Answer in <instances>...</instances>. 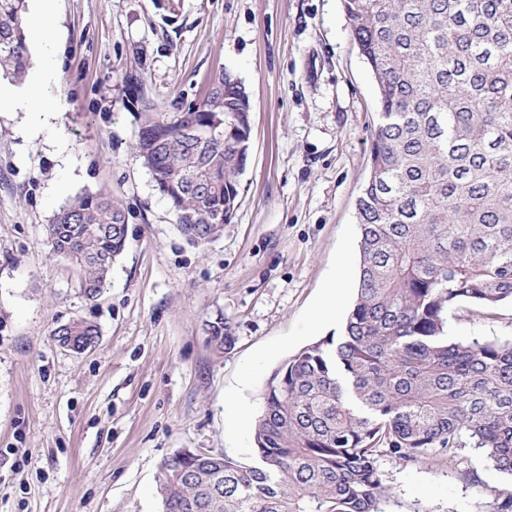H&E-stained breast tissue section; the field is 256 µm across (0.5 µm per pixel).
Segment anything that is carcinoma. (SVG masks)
Masks as SVG:
<instances>
[{"instance_id":"carcinoma-1","label":"carcinoma","mask_w":512,"mask_h":512,"mask_svg":"<svg viewBox=\"0 0 512 512\" xmlns=\"http://www.w3.org/2000/svg\"><path fill=\"white\" fill-rule=\"evenodd\" d=\"M377 87L368 177L357 200L360 273L338 339L269 379L254 461L179 451L157 475L163 512H385L386 452L482 451L512 476V341L455 342L448 310L512 300V0H343ZM25 0H0V78L28 65ZM219 72L199 108L138 113L136 151L187 240L224 232L246 168L249 101ZM218 125L224 138L202 131ZM51 253L96 299L126 247V217L86 194L45 227ZM84 320L58 326L74 350Z\"/></svg>"}]
</instances>
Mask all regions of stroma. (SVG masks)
<instances>
[{"instance_id":"stroma-1","label":"stroma","mask_w":512,"mask_h":512,"mask_svg":"<svg viewBox=\"0 0 512 512\" xmlns=\"http://www.w3.org/2000/svg\"><path fill=\"white\" fill-rule=\"evenodd\" d=\"M55 112H0V512H162L160 462L183 449L251 464L271 374L340 336L310 311L357 273L356 204L376 87L343 0H55L44 18ZM234 73L251 104L240 204L203 247L181 233L136 155L138 112L200 102ZM124 210L126 248L93 300L44 228L79 194ZM100 329L75 353L52 332ZM223 322L232 345L211 342ZM452 339L512 341V303L450 311ZM378 465L386 512H485L512 477L478 450Z\"/></svg>"}]
</instances>
